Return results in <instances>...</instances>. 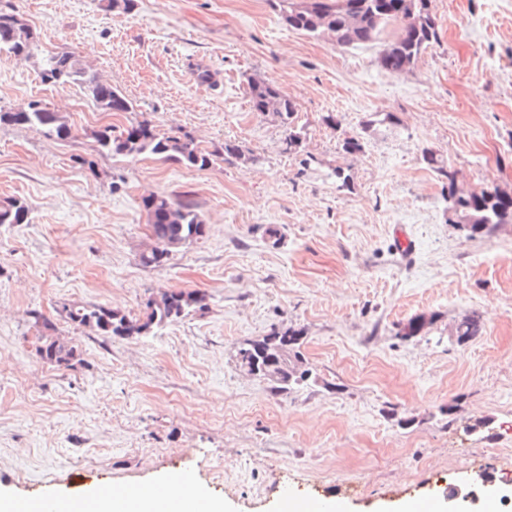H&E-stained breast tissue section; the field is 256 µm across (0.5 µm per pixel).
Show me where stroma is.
<instances>
[{"mask_svg": "<svg viewBox=\"0 0 512 512\" xmlns=\"http://www.w3.org/2000/svg\"><path fill=\"white\" fill-rule=\"evenodd\" d=\"M11 2L43 45L79 54L134 109L106 116L77 87L42 82L40 57L0 52V110L39 100L76 134L0 124V200L29 206L27 223L0 226V493L181 480L224 512H276L299 485L346 490L345 512H400L489 470L502 512L512 223L466 238L443 195L451 182L512 195V0H432L438 41L403 72L380 66L381 43L340 48L290 28L271 0ZM252 79L293 101L296 150L274 113L252 110ZM143 119L242 156L203 171L146 155L81 165L90 129ZM349 137L361 151L343 150ZM152 194L194 203L205 233L146 267ZM169 290L201 292L206 307L133 338L60 315L77 304L140 317ZM36 310L76 348L72 367L38 355ZM472 315L479 334L458 342ZM414 320L420 332L404 335ZM293 330L310 377L278 391L239 350Z\"/></svg>", "mask_w": 512, "mask_h": 512, "instance_id": "1", "label": "stroma"}]
</instances>
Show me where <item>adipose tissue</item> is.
Wrapping results in <instances>:
<instances>
[{
	"instance_id": "obj_1",
	"label": "adipose tissue",
	"mask_w": 512,
	"mask_h": 512,
	"mask_svg": "<svg viewBox=\"0 0 512 512\" xmlns=\"http://www.w3.org/2000/svg\"><path fill=\"white\" fill-rule=\"evenodd\" d=\"M185 501L181 485L175 483L158 484L145 496L133 490L112 488L91 496L94 512H117L121 506L126 512H184Z\"/></svg>"
}]
</instances>
